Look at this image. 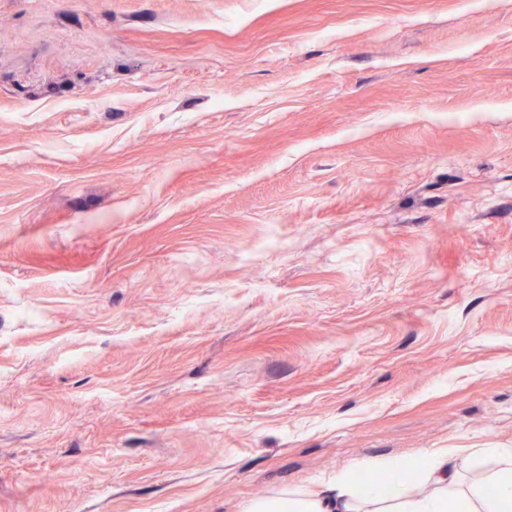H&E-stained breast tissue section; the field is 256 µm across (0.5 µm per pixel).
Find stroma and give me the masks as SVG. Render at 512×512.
I'll return each instance as SVG.
<instances>
[{
    "label": "stroma",
    "mask_w": 512,
    "mask_h": 512,
    "mask_svg": "<svg viewBox=\"0 0 512 512\" xmlns=\"http://www.w3.org/2000/svg\"><path fill=\"white\" fill-rule=\"evenodd\" d=\"M443 448H512V0H0V512Z\"/></svg>",
    "instance_id": "obj_1"
}]
</instances>
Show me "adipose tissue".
I'll list each match as a JSON object with an SVG mask.
<instances>
[{
    "mask_svg": "<svg viewBox=\"0 0 512 512\" xmlns=\"http://www.w3.org/2000/svg\"><path fill=\"white\" fill-rule=\"evenodd\" d=\"M495 469L462 485L447 451L427 454L416 486L410 465L389 460L382 478L362 481L343 472L328 484L253 501L246 512H512V448L494 449Z\"/></svg>",
    "mask_w": 512,
    "mask_h": 512,
    "instance_id": "ef3b65f1",
    "label": "adipose tissue"
}]
</instances>
